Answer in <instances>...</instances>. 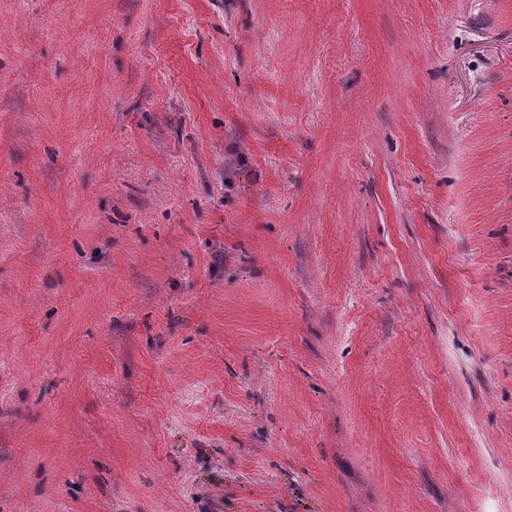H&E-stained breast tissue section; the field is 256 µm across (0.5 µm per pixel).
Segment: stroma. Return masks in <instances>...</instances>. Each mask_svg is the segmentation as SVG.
<instances>
[{
	"mask_svg": "<svg viewBox=\"0 0 512 512\" xmlns=\"http://www.w3.org/2000/svg\"><path fill=\"white\" fill-rule=\"evenodd\" d=\"M0 512H512V0H0Z\"/></svg>",
	"mask_w": 512,
	"mask_h": 512,
	"instance_id": "stroma-1",
	"label": "stroma"
}]
</instances>
